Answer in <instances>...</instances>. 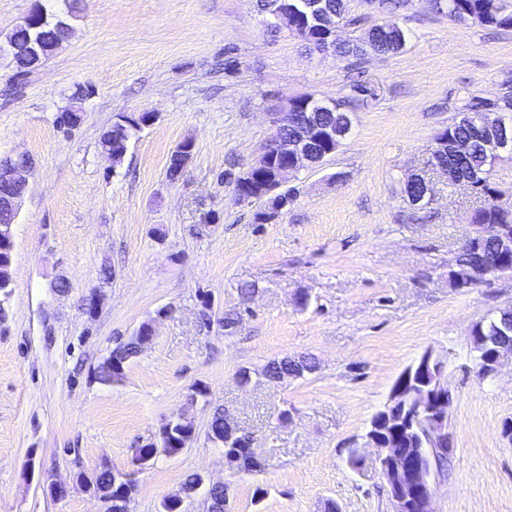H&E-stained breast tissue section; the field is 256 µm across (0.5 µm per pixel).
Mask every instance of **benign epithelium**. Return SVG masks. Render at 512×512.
Instances as JSON below:
<instances>
[{"mask_svg":"<svg viewBox=\"0 0 512 512\" xmlns=\"http://www.w3.org/2000/svg\"><path fill=\"white\" fill-rule=\"evenodd\" d=\"M258 13L262 16L263 23L270 28L287 26L295 29V19L299 16L309 26L320 24L336 28V15L326 11L324 0H303L301 3L297 0H263ZM51 24L61 29L64 36H70L69 25L60 20L52 21L41 5H36L17 24V28L29 31L27 40H9L3 45L0 44V56L12 60L22 59L28 68H36L46 59L41 31ZM293 105L294 102L291 101L281 111L274 113V133L266 144V150L237 177L242 202L249 203L257 199V195L251 193V188L258 179L257 171L270 160L268 153L284 155L290 159V163L275 170L274 184L281 188L291 173L304 167L317 166L326 157L334 155L339 148V142L349 134V130H340L334 125L319 130L315 128L314 118L310 117L295 136L280 138L279 128L288 123V115ZM457 118L488 130L486 146L494 156L512 154V123L503 116L461 112ZM317 134L328 146L324 155L317 154L313 148L312 137ZM32 168L33 162L27 154L0 159V175L12 187V192L0 204L14 216L17 215L20 202L28 190ZM510 255L512 232H501L496 239L494 252L482 263L466 271L462 288H474L492 276H512V265L504 263ZM471 352L478 375L487 376L498 370L504 357L512 356V344L496 343L494 347L486 348L482 346L479 337L473 334ZM446 368L447 363L442 358L431 352L424 353L409 367L408 383L392 391L386 405L372 418L364 436L365 444L376 449L374 470L385 484L393 512H432L430 504L434 492L433 478L437 470L429 460L421 456L417 448L404 454L399 453L386 437L383 424L404 423L409 429L418 432L425 447L436 453L453 454L454 436L448 426V409L453 402V393L448 387ZM97 473L96 468L90 472L80 471L75 479L105 504L104 512H129L131 494L128 493L120 499L113 498L109 491L98 484Z\"/></svg>","mask_w":512,"mask_h":512,"instance_id":"7a95c632","label":"benign epithelium"}]
</instances>
